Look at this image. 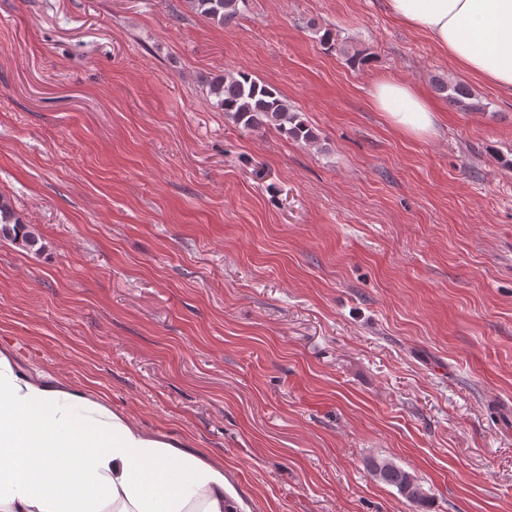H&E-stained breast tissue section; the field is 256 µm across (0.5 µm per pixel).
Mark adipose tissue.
<instances>
[{
	"label": "adipose tissue",
	"instance_id": "adipose-tissue-1",
	"mask_svg": "<svg viewBox=\"0 0 512 512\" xmlns=\"http://www.w3.org/2000/svg\"><path fill=\"white\" fill-rule=\"evenodd\" d=\"M454 66L512 90V0H387ZM374 107L417 136L432 105L409 84L377 81ZM224 461L137 426L98 392L31 373L0 345V512H251Z\"/></svg>",
	"mask_w": 512,
	"mask_h": 512
}]
</instances>
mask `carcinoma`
Returning a JSON list of instances; mask_svg holds the SVG:
<instances>
[{"instance_id": "carcinoma-1", "label": "carcinoma", "mask_w": 512, "mask_h": 512, "mask_svg": "<svg viewBox=\"0 0 512 512\" xmlns=\"http://www.w3.org/2000/svg\"><path fill=\"white\" fill-rule=\"evenodd\" d=\"M243 2L245 0H188L192 9L219 25L232 21ZM438 90L445 93L448 103L460 111H488V104L466 86L441 82ZM209 91L217 99L218 107L248 129L272 127L287 137L306 142L315 140L312 129L274 86L259 83L245 72H228L215 77L210 82ZM0 239L29 251L41 241L39 234L16 213L11 199L3 193H0ZM366 466L377 480L395 487L407 502L427 505L428 495L414 474L388 458L369 457Z\"/></svg>"}]
</instances>
